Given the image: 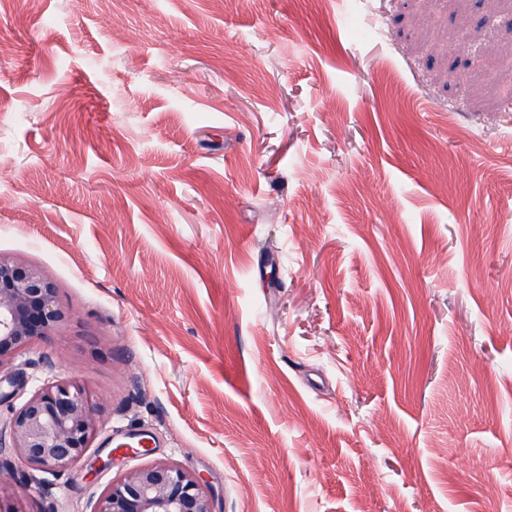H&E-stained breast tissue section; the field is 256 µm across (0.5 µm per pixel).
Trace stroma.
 Here are the masks:
<instances>
[{
	"instance_id": "35a3bbf8",
	"label": "stroma",
	"mask_w": 512,
	"mask_h": 512,
	"mask_svg": "<svg viewBox=\"0 0 512 512\" xmlns=\"http://www.w3.org/2000/svg\"><path fill=\"white\" fill-rule=\"evenodd\" d=\"M511 85L512 0H0V254L72 314L23 381L112 461L30 512L151 459L215 512H512Z\"/></svg>"
}]
</instances>
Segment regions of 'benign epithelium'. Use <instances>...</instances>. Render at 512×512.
Instances as JSON below:
<instances>
[{
    "label": "benign epithelium",
    "mask_w": 512,
    "mask_h": 512,
    "mask_svg": "<svg viewBox=\"0 0 512 512\" xmlns=\"http://www.w3.org/2000/svg\"><path fill=\"white\" fill-rule=\"evenodd\" d=\"M71 320L57 282L37 263L0 255V383L22 387L18 361ZM104 424L96 395L63 377L31 389L0 421V499L15 479L13 461L39 473L61 476L86 460ZM94 512H213L204 478L182 466L157 460L115 477L103 489Z\"/></svg>",
    "instance_id": "benign-epithelium-1"
}]
</instances>
